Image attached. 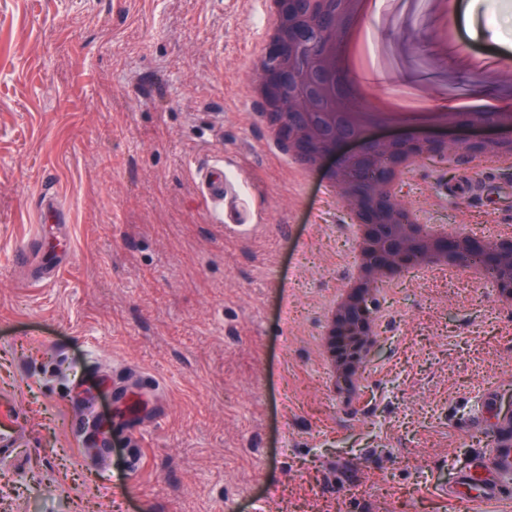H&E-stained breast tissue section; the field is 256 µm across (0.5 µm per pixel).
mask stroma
<instances>
[{"instance_id":"1","label":"stroma","mask_w":512,"mask_h":512,"mask_svg":"<svg viewBox=\"0 0 512 512\" xmlns=\"http://www.w3.org/2000/svg\"><path fill=\"white\" fill-rule=\"evenodd\" d=\"M428 0H404L372 44L416 63ZM257 0H0V512H444L432 495L492 440L469 429L483 390L512 411V307L467 267L377 289L381 330L362 399L321 386L324 303L352 272L348 213L320 174L281 162L253 115ZM452 39L496 56L492 79L436 73L466 101L512 92V7L458 0ZM455 151L397 188L425 224L495 238L512 226V164ZM224 163L256 195L225 231L201 173ZM54 174L74 237L59 281L23 287L11 255ZM299 318L283 329L286 304ZM163 387L129 497L120 448L80 456L81 386L102 368Z\"/></svg>"}]
</instances>
